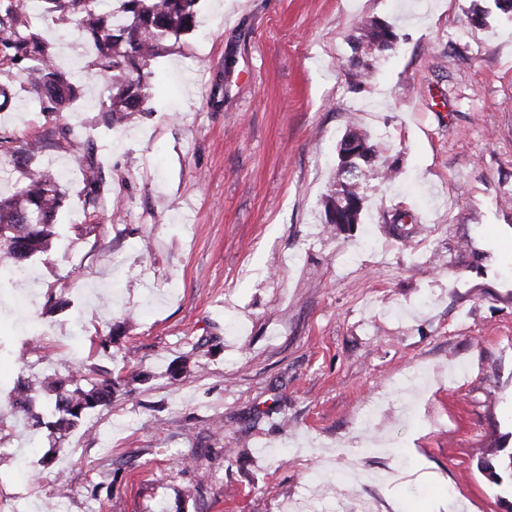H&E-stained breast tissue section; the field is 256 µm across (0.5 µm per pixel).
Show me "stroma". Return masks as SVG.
<instances>
[{"label": "stroma", "instance_id": "35a3bbf8", "mask_svg": "<svg viewBox=\"0 0 512 512\" xmlns=\"http://www.w3.org/2000/svg\"><path fill=\"white\" fill-rule=\"evenodd\" d=\"M485 10L484 25L473 24ZM30 28L76 74L42 112L21 66L0 137L64 175L47 252L0 285V512H512V15L494 0H200L149 78V112L105 124L81 33ZM397 35L367 81L353 35ZM68 125L69 135L58 132ZM380 161L359 224L323 201L350 125ZM88 142L102 205H85ZM113 335L110 352L97 348ZM122 384L67 434L16 419L18 376Z\"/></svg>", "mask_w": 512, "mask_h": 512}]
</instances>
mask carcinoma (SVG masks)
Segmentation results:
<instances>
[{
  "label": "carcinoma",
  "instance_id": "carcinoma-1",
  "mask_svg": "<svg viewBox=\"0 0 512 512\" xmlns=\"http://www.w3.org/2000/svg\"><path fill=\"white\" fill-rule=\"evenodd\" d=\"M47 12L73 23L92 39L97 72L108 76L112 93L101 104L107 119L118 116L129 120L149 111L147 77L165 42L190 32L197 23L199 0H122L121 10L99 13L91 8V0H44ZM22 0L0 7V56L16 64L28 62V85L43 112L64 111L73 98V73L59 67L53 47L37 33L29 30ZM357 49L365 54L373 50L394 49L397 35L392 27L382 34L369 24L358 28ZM0 149L13 157L31 156L39 149V141L14 144L0 139ZM86 183L85 204L97 209L103 191L99 166L90 148L75 144ZM348 197L364 196L361 175L350 179L339 177L324 208L336 203V193ZM65 193L60 179L46 169H28L14 193L0 200V267L19 269L38 252L47 248L53 234L54 219L62 207ZM55 394L48 407L50 420L34 411L33 400L39 392ZM116 383L112 376L95 369L60 378L56 375L40 381L17 385L13 397L14 411L27 416L32 424H46L66 432L87 412L112 404Z\"/></svg>",
  "mask_w": 512,
  "mask_h": 512
}]
</instances>
